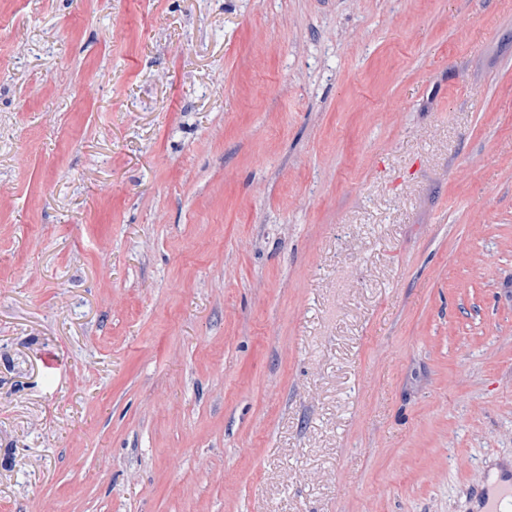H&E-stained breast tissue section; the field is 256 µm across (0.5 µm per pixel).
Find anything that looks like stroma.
Instances as JSON below:
<instances>
[{
	"mask_svg": "<svg viewBox=\"0 0 512 512\" xmlns=\"http://www.w3.org/2000/svg\"><path fill=\"white\" fill-rule=\"evenodd\" d=\"M512 472V0H0V512H482Z\"/></svg>",
	"mask_w": 512,
	"mask_h": 512,
	"instance_id": "stroma-1",
	"label": "stroma"
}]
</instances>
